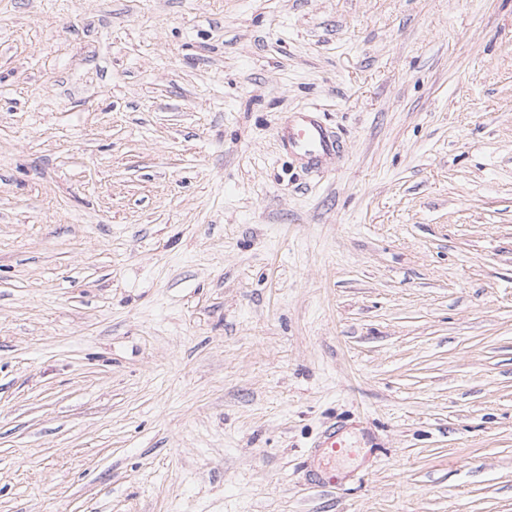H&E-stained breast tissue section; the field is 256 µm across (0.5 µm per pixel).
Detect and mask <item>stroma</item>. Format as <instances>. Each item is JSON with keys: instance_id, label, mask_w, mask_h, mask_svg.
<instances>
[{"instance_id": "1", "label": "stroma", "mask_w": 512, "mask_h": 512, "mask_svg": "<svg viewBox=\"0 0 512 512\" xmlns=\"http://www.w3.org/2000/svg\"><path fill=\"white\" fill-rule=\"evenodd\" d=\"M0 512H512V0H0ZM314 112H297L284 129L282 140L288 150L307 159L308 164L319 167L327 158L340 151L336 138L313 115ZM318 454L327 459H336V456H354L357 448H350L343 436L332 428L323 440L317 445Z\"/></svg>"}]
</instances>
